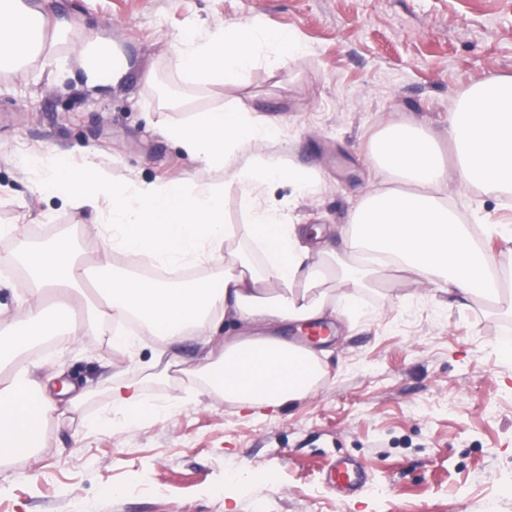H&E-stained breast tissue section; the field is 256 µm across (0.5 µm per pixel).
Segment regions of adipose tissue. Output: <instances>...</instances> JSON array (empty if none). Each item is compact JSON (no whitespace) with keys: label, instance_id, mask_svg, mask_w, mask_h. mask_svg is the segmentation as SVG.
I'll use <instances>...</instances> for the list:
<instances>
[{"label":"adipose tissue","instance_id":"ef3b65f1","mask_svg":"<svg viewBox=\"0 0 512 512\" xmlns=\"http://www.w3.org/2000/svg\"><path fill=\"white\" fill-rule=\"evenodd\" d=\"M60 35L51 14L32 10L25 0H0V69L40 54L47 40ZM176 47L186 76L211 85L232 83L258 62L275 66L304 50L295 36L267 30L256 18L227 24L220 32L187 31ZM73 52L89 81L100 87L128 68L107 39L76 43ZM159 131L204 164L209 177L179 185L117 181L94 162L77 164L67 154L42 151L28 153L22 168L42 196L98 219L104 256L142 255L170 267L216 265L220 271L183 286L107 270L89 282L69 239L26 251L22 262L33 296L25 326L0 321V368L9 371L0 381V460L37 448L42 422L55 408L54 399L35 387L17 362L35 337L74 330L70 308L47 305L46 297L81 291L87 282L109 319L136 316L143 331L155 336L198 335L209 349L202 374L225 401L247 409L276 410L312 391L322 375L320 353L293 346L274 330L283 322L328 316L330 303L320 286L329 281L341 289L345 308H356L350 286L370 284L379 271L362 262L363 254L385 256L416 287L481 297L512 312V283L492 278L488 256L442 197L454 173L467 186L512 194V76L476 84L449 112L454 164H447L433 136L411 123L386 125L372 138L369 158L387 185L369 192L351 213L345 259L336 270L318 262L324 247L305 240L281 209L252 206L243 229L224 221V197L234 187L246 195L285 179L299 195L318 191L313 172L248 156L251 144L280 138L278 124L229 106L160 125ZM243 231L258 246L262 269H254L240 248ZM225 321L237 325L235 335L220 336Z\"/></svg>","mask_w":512,"mask_h":512}]
</instances>
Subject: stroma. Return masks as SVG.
Returning <instances> with one entry per match:
<instances>
[{"label": "stroma", "instance_id": "stroma-1", "mask_svg": "<svg viewBox=\"0 0 512 512\" xmlns=\"http://www.w3.org/2000/svg\"><path fill=\"white\" fill-rule=\"evenodd\" d=\"M62 24L54 51L0 70V257L26 242L67 237L79 262L99 264L91 214L36 194L19 160L71 151L114 179L182 182L202 167L156 124L242 105L278 121L273 144L249 152L315 172L318 193L295 198L306 227L332 226L341 249L350 209L382 179L368 157L389 122L446 139L448 114L479 81L512 76V0H27ZM252 17L289 30L306 53L260 64L238 84L189 81L174 49L190 27ZM110 39L129 70L88 87L70 51ZM464 218L512 217V200L456 182ZM30 281L0 264V316L22 323ZM357 310L336 318L312 392L256 416L225 401L197 368L193 335L114 331L108 319L22 356L39 386L75 384L80 405L48 415L32 456L0 464V512H512V317L482 300L443 301L384 269L352 289ZM132 384L155 405L136 421L112 408ZM365 464L364 486L342 496L327 467Z\"/></svg>", "mask_w": 512, "mask_h": 512}]
</instances>
